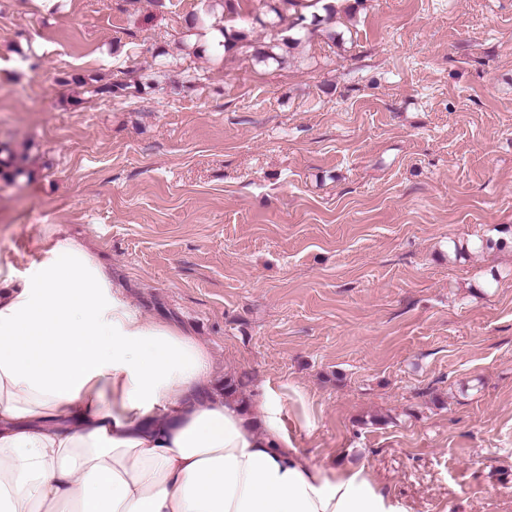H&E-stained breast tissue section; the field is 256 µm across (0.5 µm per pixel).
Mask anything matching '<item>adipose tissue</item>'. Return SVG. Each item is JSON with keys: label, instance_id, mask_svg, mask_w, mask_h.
I'll return each instance as SVG.
<instances>
[{"label": "adipose tissue", "instance_id": "adipose-tissue-1", "mask_svg": "<svg viewBox=\"0 0 512 512\" xmlns=\"http://www.w3.org/2000/svg\"><path fill=\"white\" fill-rule=\"evenodd\" d=\"M213 369L56 241L0 287V512H409L364 469L313 464Z\"/></svg>", "mask_w": 512, "mask_h": 512}]
</instances>
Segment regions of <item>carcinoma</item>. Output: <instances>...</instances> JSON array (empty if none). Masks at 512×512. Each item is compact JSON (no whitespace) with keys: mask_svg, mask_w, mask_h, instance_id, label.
I'll return each mask as SVG.
<instances>
[{"mask_svg":"<svg viewBox=\"0 0 512 512\" xmlns=\"http://www.w3.org/2000/svg\"><path fill=\"white\" fill-rule=\"evenodd\" d=\"M283 4L290 5L296 8L293 18L285 16L281 9L273 6L270 9L272 16L269 17V21L265 22L262 19H257V22L262 26L267 24H276L278 26L286 25V32L288 36L280 38L278 34H271V38L266 45L257 50L255 57L260 63H276L283 64L286 62V50L292 49L298 46L304 39L309 37V34L323 28L328 31L330 39H336V32L331 30V25L335 23L336 18V6L327 3H322V0H282ZM321 6L323 14L316 12L312 13L311 16H306L301 12V9H306L315 6ZM222 8V12L229 14L234 13L235 6L234 0H210L208 10L203 17H194L188 23L190 29H202L207 24V18L211 17L215 13L216 8ZM210 29L216 31V40H214L215 47L223 50H231L236 47L239 43L247 39V35L239 30H234L226 25H222L215 21L210 23ZM138 85L137 80L134 76V71L129 70L126 72V80L103 84L94 89V92L106 96L119 97L123 95L129 88ZM506 244L504 239L493 240L487 239L479 245H470L468 243H456L454 244V252L458 255H463L468 251L474 250H492L494 248H501Z\"/></svg>","mask_w":512,"mask_h":512,"instance_id":"carcinoma-1","label":"carcinoma"}]
</instances>
